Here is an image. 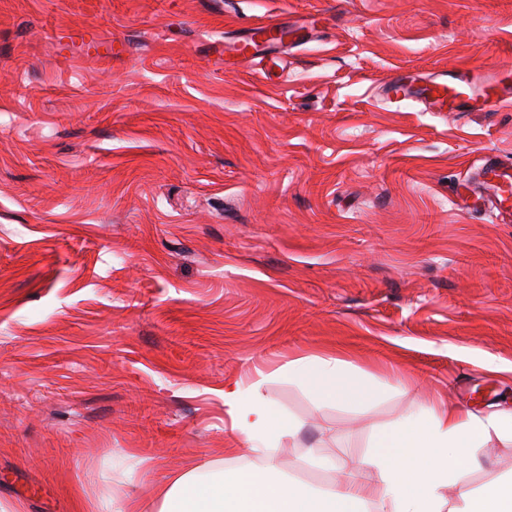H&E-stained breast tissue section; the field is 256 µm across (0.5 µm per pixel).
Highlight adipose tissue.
<instances>
[{"instance_id":"1","label":"adipose tissue","mask_w":512,"mask_h":512,"mask_svg":"<svg viewBox=\"0 0 512 512\" xmlns=\"http://www.w3.org/2000/svg\"><path fill=\"white\" fill-rule=\"evenodd\" d=\"M284 370L320 405H360L379 394L338 354L297 358ZM224 404L256 464L224 470L208 463L174 473L156 488L157 512H512V479L468 487L490 437L512 440V411L437 403L409 413L376 432L362 458L313 453L316 467L345 477L340 487L316 489L284 479L281 470L280 444L300 422L277 412L254 385L225 383ZM368 468L374 479L364 478Z\"/></svg>"}]
</instances>
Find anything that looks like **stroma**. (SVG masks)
Instances as JSON below:
<instances>
[{
	"instance_id": "obj_1",
	"label": "stroma",
	"mask_w": 512,
	"mask_h": 512,
	"mask_svg": "<svg viewBox=\"0 0 512 512\" xmlns=\"http://www.w3.org/2000/svg\"><path fill=\"white\" fill-rule=\"evenodd\" d=\"M512 65V0H0V502L120 512L233 455L224 385L361 457L436 399L512 410V224L456 207L512 106L425 112L402 67ZM342 352L386 393L316 407ZM471 488L512 475L491 438ZM348 364L340 354L310 356L288 361L283 370L319 405H360L374 400L380 391L354 378Z\"/></svg>"
}]
</instances>
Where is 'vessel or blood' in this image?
Listing matches in <instances>:
<instances>
[{
  "label": "vessel or blood",
  "instance_id": "obj_1",
  "mask_svg": "<svg viewBox=\"0 0 512 512\" xmlns=\"http://www.w3.org/2000/svg\"><path fill=\"white\" fill-rule=\"evenodd\" d=\"M390 102L414 100L427 112H488L512 103V68L439 71L423 85L396 72L386 85ZM457 206L468 213L490 212L495 223H512V161L488 157L472 165L453 188Z\"/></svg>",
  "mask_w": 512,
  "mask_h": 512
}]
</instances>
